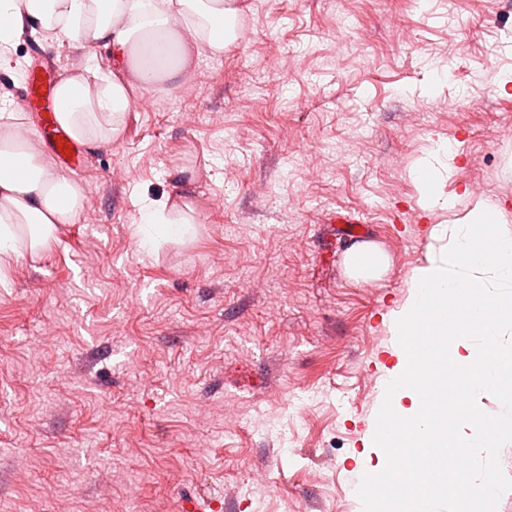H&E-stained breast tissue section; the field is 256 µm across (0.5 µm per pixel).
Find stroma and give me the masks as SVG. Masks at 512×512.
Returning a JSON list of instances; mask_svg holds the SVG:
<instances>
[{
    "label": "stroma",
    "mask_w": 512,
    "mask_h": 512,
    "mask_svg": "<svg viewBox=\"0 0 512 512\" xmlns=\"http://www.w3.org/2000/svg\"><path fill=\"white\" fill-rule=\"evenodd\" d=\"M237 45L145 93L72 172L94 219L0 275V512H360L355 457L396 362L389 315L472 201L512 231V16L501 0H239ZM64 76L104 49L52 47ZM12 109L27 42L5 52ZM458 168L423 208L416 169ZM191 204L144 251L142 208ZM337 223H328V213ZM389 257L350 279L349 219Z\"/></svg>",
    "instance_id": "1"
}]
</instances>
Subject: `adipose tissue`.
Here are the masks:
<instances>
[{"instance_id": "ef3b65f1", "label": "adipose tissue", "mask_w": 512, "mask_h": 512, "mask_svg": "<svg viewBox=\"0 0 512 512\" xmlns=\"http://www.w3.org/2000/svg\"><path fill=\"white\" fill-rule=\"evenodd\" d=\"M237 0H0V44L13 40L20 20L49 41H83L112 52L110 72L60 80L59 124L74 140L96 148L119 140L134 95L174 86L189 50L213 54L237 44ZM27 116L0 113V264L44 249L58 225L75 223L83 209L80 186L44 160L29 138ZM194 217L165 201L145 207L140 246L182 238ZM347 270L355 280L379 279L389 266L375 244L351 246Z\"/></svg>"}]
</instances>
